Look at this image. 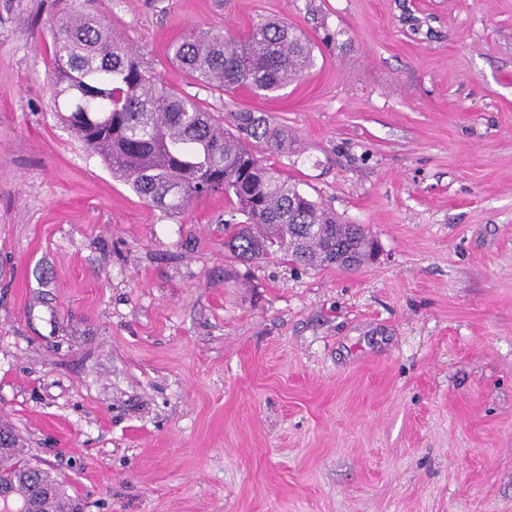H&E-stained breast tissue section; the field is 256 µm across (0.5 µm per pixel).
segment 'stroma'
Instances as JSON below:
<instances>
[{
  "mask_svg": "<svg viewBox=\"0 0 512 512\" xmlns=\"http://www.w3.org/2000/svg\"><path fill=\"white\" fill-rule=\"evenodd\" d=\"M100 16L379 256L224 249L223 195L148 206L64 126L50 25ZM278 19L276 97L172 59ZM83 512H512V0H0V435Z\"/></svg>",
  "mask_w": 512,
  "mask_h": 512,
  "instance_id": "obj_1",
  "label": "stroma"
}]
</instances>
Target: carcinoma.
<instances>
[{
  "label": "carcinoma",
  "mask_w": 512,
  "mask_h": 512,
  "mask_svg": "<svg viewBox=\"0 0 512 512\" xmlns=\"http://www.w3.org/2000/svg\"><path fill=\"white\" fill-rule=\"evenodd\" d=\"M50 81L61 120L112 175L167 213L222 194L246 217L224 225V248L251 261L269 254L315 269L351 268L372 258L361 224H344L309 199L299 183L261 163L250 144L288 150V132L263 112L224 118L146 70L138 54L100 17L81 10L50 27ZM186 75L213 91L247 86L267 96L313 66V43L280 22H261L238 37L193 32L173 46ZM0 483L12 496L0 503L38 512H81L48 472L29 464L22 449L0 439Z\"/></svg>",
  "instance_id": "1"
}]
</instances>
